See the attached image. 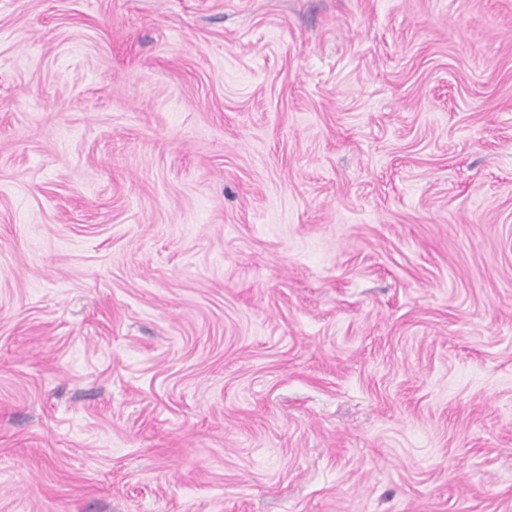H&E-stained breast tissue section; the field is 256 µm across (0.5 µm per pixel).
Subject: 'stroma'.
<instances>
[{
	"mask_svg": "<svg viewBox=\"0 0 512 512\" xmlns=\"http://www.w3.org/2000/svg\"><path fill=\"white\" fill-rule=\"evenodd\" d=\"M0 512H512V0H0Z\"/></svg>",
	"mask_w": 512,
	"mask_h": 512,
	"instance_id": "obj_1",
	"label": "stroma"
}]
</instances>
